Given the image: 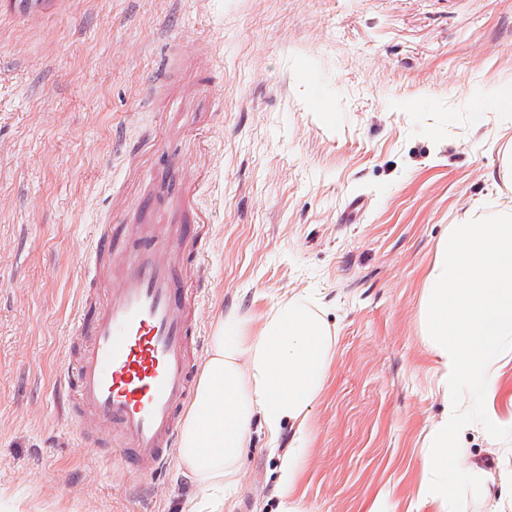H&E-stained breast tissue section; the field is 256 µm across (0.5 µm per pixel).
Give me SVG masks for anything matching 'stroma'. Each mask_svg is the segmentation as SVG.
Returning a JSON list of instances; mask_svg holds the SVG:
<instances>
[{"label": "stroma", "instance_id": "1", "mask_svg": "<svg viewBox=\"0 0 512 512\" xmlns=\"http://www.w3.org/2000/svg\"><path fill=\"white\" fill-rule=\"evenodd\" d=\"M506 85L512 0H0V512H190L179 462L124 477L55 400L81 251L167 176L211 226L203 339L296 294L336 336L302 512H440L417 503L447 409L420 303L449 224L512 210ZM250 430L224 512H278L295 427ZM460 456L496 478L512 439L471 424Z\"/></svg>", "mask_w": 512, "mask_h": 512}]
</instances>
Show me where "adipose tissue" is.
Returning a JSON list of instances; mask_svg holds the SVG:
<instances>
[{"label": "adipose tissue", "mask_w": 512, "mask_h": 512, "mask_svg": "<svg viewBox=\"0 0 512 512\" xmlns=\"http://www.w3.org/2000/svg\"><path fill=\"white\" fill-rule=\"evenodd\" d=\"M333 347L320 305L306 294L278 303L256 330L232 313L220 319L180 439V464L197 491L194 512H224L253 419L270 441L288 421L296 442H306L304 422Z\"/></svg>", "instance_id": "1"}]
</instances>
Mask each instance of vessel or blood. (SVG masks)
I'll return each instance as SVG.
<instances>
[{"label": "vessel or blood", "mask_w": 512, "mask_h": 512, "mask_svg": "<svg viewBox=\"0 0 512 512\" xmlns=\"http://www.w3.org/2000/svg\"><path fill=\"white\" fill-rule=\"evenodd\" d=\"M202 236L199 226L154 222L148 209L142 223L96 234L79 258L95 310L77 319L78 350L59 376L62 402L85 446L145 480L165 472L178 451L194 396L199 306L176 257ZM120 241L132 243L131 255L116 253Z\"/></svg>", "instance_id": "vessel-or-blood-1"}]
</instances>
